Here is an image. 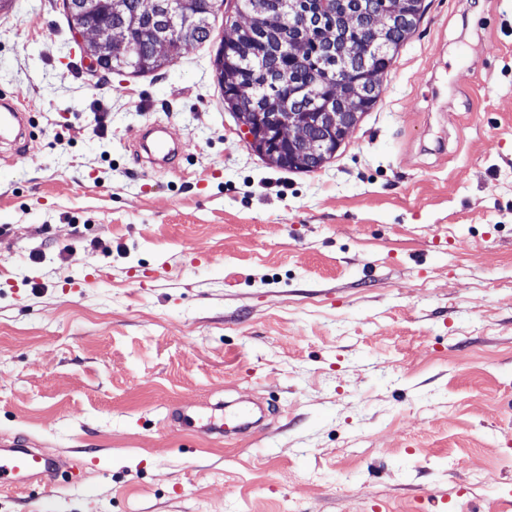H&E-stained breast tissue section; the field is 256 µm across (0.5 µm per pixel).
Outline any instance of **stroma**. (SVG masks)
<instances>
[{
	"instance_id": "35a3bbf8",
	"label": "stroma",
	"mask_w": 512,
	"mask_h": 512,
	"mask_svg": "<svg viewBox=\"0 0 512 512\" xmlns=\"http://www.w3.org/2000/svg\"><path fill=\"white\" fill-rule=\"evenodd\" d=\"M323 167L242 138L209 41L92 65L63 0L0 11V439L64 454L0 512H512V11L425 0ZM103 115L106 138L86 133ZM161 124L185 147L153 172ZM261 401L257 432L163 422ZM0 137L3 142V137L9 139L14 138L13 141H9L11 144L14 143L13 150L15 157L14 162L22 160L25 156L23 155L25 144L19 142L21 130L24 127L25 119L27 120L26 113L22 112L17 106L5 96L1 97L0 102ZM18 130L17 134L15 132Z\"/></svg>"
}]
</instances>
